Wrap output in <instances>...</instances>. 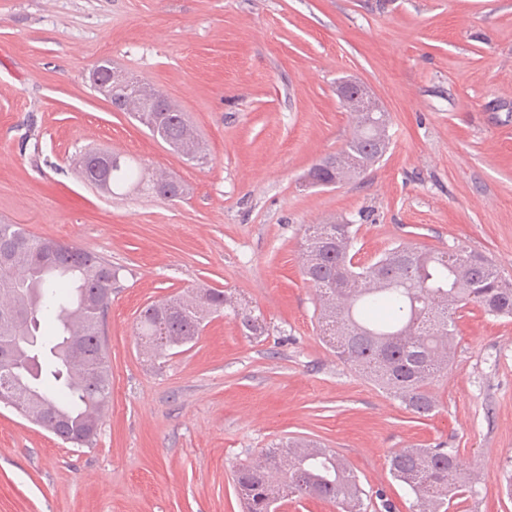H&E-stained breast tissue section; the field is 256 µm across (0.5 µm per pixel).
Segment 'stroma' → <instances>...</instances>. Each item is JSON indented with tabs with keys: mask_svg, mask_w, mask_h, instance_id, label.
Here are the masks:
<instances>
[{
	"mask_svg": "<svg viewBox=\"0 0 512 512\" xmlns=\"http://www.w3.org/2000/svg\"><path fill=\"white\" fill-rule=\"evenodd\" d=\"M104 60L187 112L208 161H188L93 90ZM363 83L390 145L336 187L304 175L355 119L336 96ZM89 148L136 158L187 187L106 194ZM0 221L98 253L120 270L105 323L112 401L88 447L0 405V512H244L239 467L281 440L336 451L366 512H416L391 453L453 448L477 495L448 512H512V318L454 316L433 412L405 409L340 361L302 274L306 225L347 222L355 262L398 245L467 248L512 281V0H0ZM219 288L231 310L164 359L147 355V305Z\"/></svg>",
	"mask_w": 512,
	"mask_h": 512,
	"instance_id": "stroma-1",
	"label": "stroma"
}]
</instances>
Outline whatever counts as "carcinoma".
<instances>
[{
	"mask_svg": "<svg viewBox=\"0 0 512 512\" xmlns=\"http://www.w3.org/2000/svg\"><path fill=\"white\" fill-rule=\"evenodd\" d=\"M149 84L124 74L122 111L151 136L190 161L204 163L207 150L187 113L172 102L165 111L148 108ZM377 129L367 112L355 113V126L341 153L352 175L375 164ZM99 150L81 154L77 164L86 181L111 193L126 184H145L169 199L186 195L174 179L146 178L136 161ZM327 155L307 172L310 183L327 187L336 177ZM302 272L319 292L320 332L336 356L362 370L411 411L425 415L436 407L432 381L450 363L453 310L473 302L493 316H512V284L478 252H432L398 246L368 264L349 255V224H316L304 231ZM0 347L12 350L0 360V384L15 397V409L66 443H92L112 399V377L105 341V316L119 269L104 257L73 244L37 238L16 224L0 222ZM231 309L247 336L264 333L252 312L236 310L233 297L217 288L152 303L139 315L144 349L165 356L191 343L206 317ZM80 357L71 359L70 342ZM389 470L415 495L418 512H441L461 491H474L451 448H405L393 453ZM236 491L246 512H273L288 495L336 503L342 512H364L358 479L333 450L290 441L268 451L257 463L238 469Z\"/></svg>",
	"mask_w": 512,
	"mask_h": 512,
	"instance_id": "obj_1",
	"label": "carcinoma"
}]
</instances>
